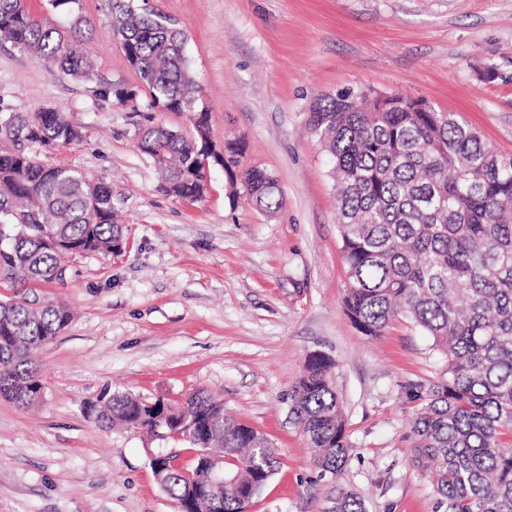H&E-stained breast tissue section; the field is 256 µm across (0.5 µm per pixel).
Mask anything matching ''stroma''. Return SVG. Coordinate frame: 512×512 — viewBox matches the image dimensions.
I'll list each match as a JSON object with an SVG mask.
<instances>
[{
	"label": "stroma",
	"instance_id": "stroma-1",
	"mask_svg": "<svg viewBox=\"0 0 512 512\" xmlns=\"http://www.w3.org/2000/svg\"><path fill=\"white\" fill-rule=\"evenodd\" d=\"M187 36L186 55L216 147L238 142L234 170L267 169L284 204L258 211L211 167L208 191L165 195L135 143L163 123L194 137L190 117L100 96L99 79L139 85L113 41L100 0L83 43L96 78L51 74L0 48V110L54 107L80 142L41 160L102 177L121 198L125 245L65 258L63 282L35 288L74 319L36 353L42 399L0 398V512H176L153 456L186 442L105 427L85 414L116 391L153 401L203 390L271 440L276 474L248 512H332L341 492L366 512H444L405 440L414 384L445 376L431 340L405 320L362 335L344 308L332 160L308 129L314 101L349 89L399 92L456 112L512 155V0H150ZM336 362L333 382L354 445L338 476H321L289 418L288 394L307 357Z\"/></svg>",
	"mask_w": 512,
	"mask_h": 512
}]
</instances>
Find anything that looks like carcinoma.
Wrapping results in <instances>:
<instances>
[{
    "mask_svg": "<svg viewBox=\"0 0 512 512\" xmlns=\"http://www.w3.org/2000/svg\"><path fill=\"white\" fill-rule=\"evenodd\" d=\"M69 18L46 25L24 0H0V45L48 63L79 80L94 76L77 33L90 21L80 0H48ZM112 36L137 71L140 85L102 83V94L124 106L146 90L150 106L198 116L195 137L154 124L136 133L138 150L162 173V190L197 200L213 164L229 172L255 206H283L277 180L262 168L230 171L231 160L206 152L209 116L185 54L187 37L158 10L137 0H102ZM421 100L372 90H347L318 100L312 130L333 158L336 224L347 269L344 306L358 331L380 336L398 318L410 321L444 357L447 377L413 386L420 401L407 440L414 461L433 469L446 512H512V156L495 152L476 131ZM82 131L53 107L0 113V282L24 286L62 281L64 255L45 243L62 239L73 253L112 252L123 240L110 186L82 171L48 166L27 145L66 147ZM58 300L37 306L23 294L0 301V396L26 406L41 399L36 351L71 322ZM325 354L308 356L289 394L290 412L321 474L343 471L353 444ZM88 413L183 440L184 466L174 457L153 469L171 499L203 512H245L279 466L276 451L255 429L224 415L217 397L196 391L152 408L114 392ZM226 483L210 484L213 462ZM334 512H365L353 492Z\"/></svg>",
    "mask_w": 512,
    "mask_h": 512,
    "instance_id": "carcinoma-1",
    "label": "carcinoma"
}]
</instances>
